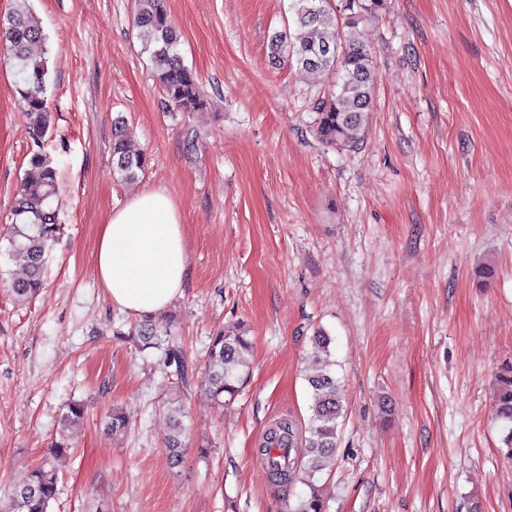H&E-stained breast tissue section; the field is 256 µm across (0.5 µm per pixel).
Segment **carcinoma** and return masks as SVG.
I'll return each instance as SVG.
<instances>
[{
    "label": "carcinoma",
    "mask_w": 512,
    "mask_h": 512,
    "mask_svg": "<svg viewBox=\"0 0 512 512\" xmlns=\"http://www.w3.org/2000/svg\"><path fill=\"white\" fill-rule=\"evenodd\" d=\"M17 7L0 19V42L16 69V92L26 110L32 130L40 137L50 126L46 86L47 60L32 52L43 38L39 21L28 0H16ZM136 26L150 55L155 75L165 92L169 106L180 112H201L206 102L198 76L184 65L177 46L179 36L168 23L164 0H136ZM295 29L274 32L268 42L272 59L287 58L302 70L331 79L327 96L316 101L312 126L315 137L325 146L342 150L360 145L373 105V54L358 30L359 16L338 24L329 0H292ZM132 131L124 116L112 121L113 173L123 181H133L145 171L146 157L131 150ZM29 173L14 198L11 216L9 252L23 267L24 276L11 283L14 295L29 298L43 287V272L51 243L60 230L58 210V170L42 150L31 153ZM136 333L144 345L162 351L165 368L175 367L174 375L185 378L188 366L183 351L167 344L168 330L145 322ZM312 342L322 356L306 381L311 392V415L305 427L304 454L298 463L292 451L298 447L299 428L291 418H283L270 428L258 452L270 479L280 485H305L309 492L301 498L295 512H327V505L316 488L317 476L331 469L336 448L343 400L339 382L332 372L335 361L329 349L331 338L318 328ZM252 354V342L241 327L221 330L211 337L207 348L208 391L218 404L235 399L244 369ZM495 418L508 426L506 442L512 446V364L502 366L494 375ZM183 428L173 419L167 438L168 461L173 467L183 461ZM71 446L65 438L53 445L51 458L18 478L0 500V512H48L58 493L59 476L55 460L65 456Z\"/></svg>",
    "instance_id": "cac0c4a2"
}]
</instances>
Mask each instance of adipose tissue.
<instances>
[{
  "instance_id": "ef3b65f1",
  "label": "adipose tissue",
  "mask_w": 512,
  "mask_h": 512,
  "mask_svg": "<svg viewBox=\"0 0 512 512\" xmlns=\"http://www.w3.org/2000/svg\"><path fill=\"white\" fill-rule=\"evenodd\" d=\"M187 265L181 214L164 190L135 194L100 229L96 275L113 306L130 315L163 313L181 295Z\"/></svg>"
}]
</instances>
